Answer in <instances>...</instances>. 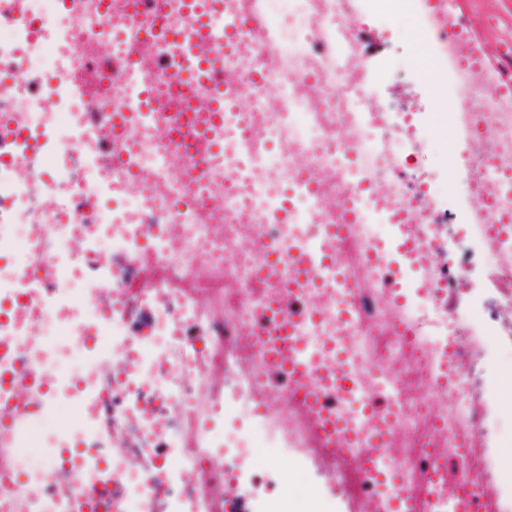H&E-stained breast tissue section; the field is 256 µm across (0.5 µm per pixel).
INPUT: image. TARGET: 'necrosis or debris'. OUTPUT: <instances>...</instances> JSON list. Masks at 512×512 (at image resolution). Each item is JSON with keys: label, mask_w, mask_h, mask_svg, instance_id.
Here are the masks:
<instances>
[{"label": "necrosis or debris", "mask_w": 512, "mask_h": 512, "mask_svg": "<svg viewBox=\"0 0 512 512\" xmlns=\"http://www.w3.org/2000/svg\"><path fill=\"white\" fill-rule=\"evenodd\" d=\"M273 2L224 0L227 14L258 22L213 48L226 62L224 125L220 152L201 166L189 143L173 152L156 121L210 101L175 73L180 49L165 39L190 26L189 0L144 10L139 0H0V224L25 243L0 257L9 334L0 375L22 369L35 381L6 404L27 432L0 423V512H56L64 495L70 512H224L229 485L251 512L278 497L300 512L325 506L307 474L288 485L254 468L259 434L341 475L361 512H387L375 473L344 466L287 377L270 380L258 337L283 293L266 270V242L311 246L340 222L341 268L373 307L352 309L355 323L343 327L344 297L323 286L320 319L302 336L316 346L344 337L368 372L381 398L374 423L395 419L388 458L413 488V512H448L452 474L466 476L461 492L476 504L512 512L495 466L473 467L488 411L467 382L440 387L445 371L488 357L486 328L512 347V233L489 224L512 223V89L473 85L470 61L449 70L443 102L463 144L460 185L431 193L407 150L416 129L336 89L364 64L359 32L337 42L362 0ZM428 2L410 8L444 58L457 31L448 0ZM132 54L135 70L124 63ZM309 178L315 195L297 194ZM381 183L390 193H377ZM448 223L460 228L450 245ZM405 237L414 256L400 248ZM479 268L497 288L495 306L449 313L458 274ZM26 280L39 288L20 293ZM76 292L99 300L78 309ZM107 337L103 376L89 365ZM47 423L54 442L37 455L78 482L28 468L25 450ZM129 448L140 469L127 467Z\"/></svg>", "instance_id": "1"}]
</instances>
